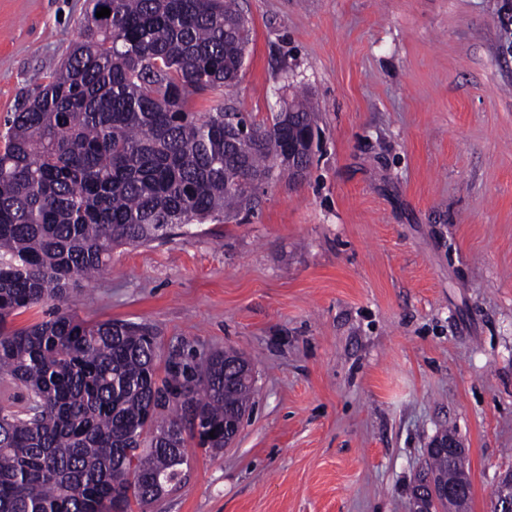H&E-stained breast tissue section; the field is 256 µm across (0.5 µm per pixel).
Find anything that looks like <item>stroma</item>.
<instances>
[{
  "instance_id": "stroma-1",
  "label": "stroma",
  "mask_w": 512,
  "mask_h": 512,
  "mask_svg": "<svg viewBox=\"0 0 512 512\" xmlns=\"http://www.w3.org/2000/svg\"><path fill=\"white\" fill-rule=\"evenodd\" d=\"M507 0H240L232 91L262 120L291 88L320 127L307 177L253 212L121 247L70 293L201 363L234 349L254 404L145 512H410L439 431L471 512L512 469V11ZM87 0H0V131L78 37Z\"/></svg>"
}]
</instances>
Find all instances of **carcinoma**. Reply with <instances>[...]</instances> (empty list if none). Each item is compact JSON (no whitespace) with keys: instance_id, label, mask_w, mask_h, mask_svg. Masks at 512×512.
I'll return each instance as SVG.
<instances>
[{"instance_id":"carcinoma-1","label":"carcinoma","mask_w":512,"mask_h":512,"mask_svg":"<svg viewBox=\"0 0 512 512\" xmlns=\"http://www.w3.org/2000/svg\"><path fill=\"white\" fill-rule=\"evenodd\" d=\"M90 4L52 80L0 134V379L24 391L18 409L0 406V512H131L181 485L188 445L224 449V425L251 407L242 367L218 352L198 369L170 360L161 378L150 328L88 322L62 303L120 246L255 208L238 172H279L288 142L317 127L296 94V112H235L224 131L248 42L238 0ZM203 93L216 105L192 111ZM240 127L255 146L242 148ZM47 302L41 321L7 328ZM427 473L471 486L463 453L429 454Z\"/></svg>"}]
</instances>
